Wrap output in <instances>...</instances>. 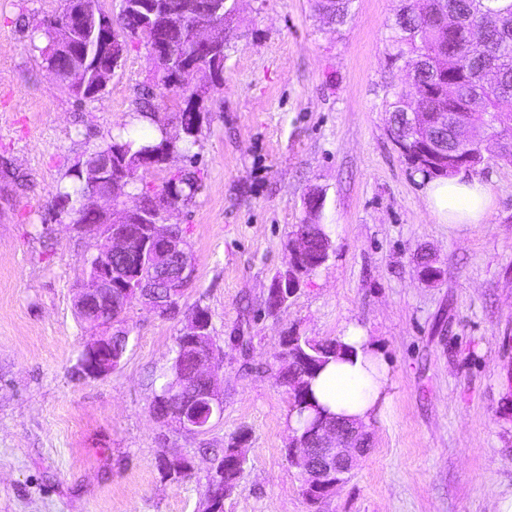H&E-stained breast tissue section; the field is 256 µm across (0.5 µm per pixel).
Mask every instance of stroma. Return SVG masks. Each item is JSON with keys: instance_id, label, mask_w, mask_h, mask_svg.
I'll return each mask as SVG.
<instances>
[{"instance_id": "stroma-1", "label": "stroma", "mask_w": 512, "mask_h": 512, "mask_svg": "<svg viewBox=\"0 0 512 512\" xmlns=\"http://www.w3.org/2000/svg\"><path fill=\"white\" fill-rule=\"evenodd\" d=\"M62 7L0 0V161L17 174L0 179V512H201L210 461L237 435L247 461L224 512H496L512 492V165L489 157L463 174L493 193L484 223L442 224L429 209L385 110L409 83L387 59L400 0H353L342 25L313 0H240L194 148L203 188L167 218L193 255L183 314L132 300L127 352L99 379L74 373L88 338L74 302L102 242L58 214L56 189L108 136L174 130L181 99L165 91L155 117H136L153 79L133 41L103 95L77 100L31 40ZM313 189L329 258L268 314ZM423 252L435 282L419 278ZM196 305L221 348L224 415L186 436L155 420L148 378ZM352 321L388 364L393 404L346 482L312 504L288 461L290 394L273 367L284 332L325 341ZM165 448L192 459L190 479L164 477Z\"/></svg>"}]
</instances>
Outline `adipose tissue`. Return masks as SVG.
Listing matches in <instances>:
<instances>
[{
	"instance_id": "1",
	"label": "adipose tissue",
	"mask_w": 512,
	"mask_h": 512,
	"mask_svg": "<svg viewBox=\"0 0 512 512\" xmlns=\"http://www.w3.org/2000/svg\"><path fill=\"white\" fill-rule=\"evenodd\" d=\"M427 197L431 207L451 224L483 223L493 200L486 184L458 177L429 182ZM339 340L341 354L312 386L316 403L336 416L369 423L391 402L389 368L359 324L348 323Z\"/></svg>"
}]
</instances>
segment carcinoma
Segmentation results:
<instances>
[{
  "label": "carcinoma",
  "instance_id": "carcinoma-1",
  "mask_svg": "<svg viewBox=\"0 0 512 512\" xmlns=\"http://www.w3.org/2000/svg\"><path fill=\"white\" fill-rule=\"evenodd\" d=\"M352 0H314L316 10L327 15L332 22L345 24ZM193 5V10L207 9L208 0H148L144 10L120 11L115 20L119 36L123 42L137 40L145 44L155 29L185 14V6ZM53 17L43 22L42 34L45 46L39 48L43 61L61 68L78 65L84 68L88 85L100 79L90 64L77 55L68 57L56 53L54 46L59 40L81 47L86 34L81 30L65 31L58 27ZM388 44L389 59L418 71V80L424 86L422 94L416 98L401 90H392L393 101L388 103L392 112L391 123L398 124L403 112H420L426 116L425 123L433 124L436 113L452 112L457 120L472 131V151L486 137L487 132L512 142V0H406V5L397 14L390 26ZM202 39L190 32L183 34L179 48L183 54L204 52V63H209V55L221 57L225 48H201ZM179 88L184 106L175 115L178 125L191 129L195 107L191 105L197 94L193 73L184 66V60L177 56L172 63L154 64L153 88L142 93L137 102L136 113L148 117L157 108V93L154 89ZM202 130L196 133H180L174 141L176 152L187 157L199 140ZM168 133L161 132V139L141 141L121 135H111L97 145L72 172L73 185L58 189L55 201L69 202L68 216L73 224H83L87 220L84 201L102 189L92 182V166L105 159L124 162L129 176V185L137 188L134 201L142 204L141 210L147 215L156 211L154 199L166 194L173 197L176 204L188 205L195 200L202 188L200 171H178L167 176L158 187L143 184L145 175L141 170L143 155L161 144ZM405 160L426 179L448 178L456 174L454 157L448 156V163L439 173L421 169L415 165V152L404 153ZM112 263L117 271L131 265L141 264L144 272H149L151 259L144 257L143 236H132L128 251L113 256ZM125 319L118 320L116 335L112 336V357L117 369L123 360L128 345L129 330L123 326ZM285 337L294 342L287 351L288 360L280 363L278 378L288 384V374L303 373L302 390L290 394V413L302 415L308 408L311 382L330 358L336 356L342 344L334 339L313 344L303 336H294L288 331ZM193 365L190 360H177L172 357L169 365L158 375L151 376V382L173 380L181 375L193 381ZM243 443L242 436L229 441L222 454L214 456L216 466L208 475L206 502H211L212 494L220 489L232 493L237 485L241 469L230 465L237 448Z\"/></svg>",
  "mask_w": 512,
  "mask_h": 512
}]
</instances>
